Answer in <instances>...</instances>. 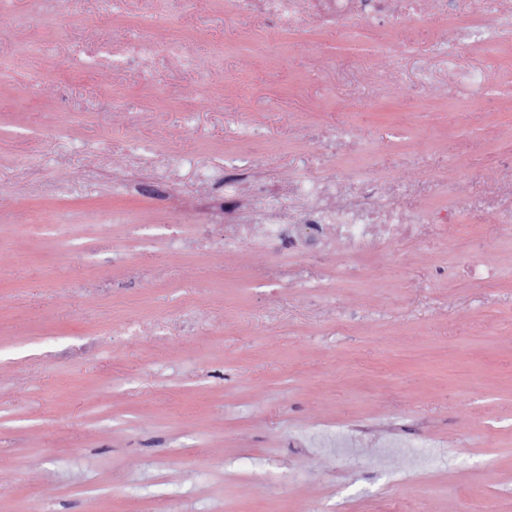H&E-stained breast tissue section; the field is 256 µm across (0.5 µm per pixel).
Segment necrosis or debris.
<instances>
[{
	"label": "necrosis or debris",
	"mask_w": 512,
	"mask_h": 512,
	"mask_svg": "<svg viewBox=\"0 0 512 512\" xmlns=\"http://www.w3.org/2000/svg\"><path fill=\"white\" fill-rule=\"evenodd\" d=\"M449 0H226V14L240 19L261 13L267 21L284 32L297 31L308 12H316L328 29L354 25L377 31L385 22L412 23L425 10L447 14ZM156 47L114 37L111 44L81 49L82 65L93 70L101 67L122 69L129 65L144 66L156 56ZM387 176H362L336 171L318 181L297 179L296 195L310 198L311 208L300 222L285 224L273 217H261L240 225L243 237H255L265 248L285 246L303 252L310 248L325 249L345 244L362 255L387 252L401 238L417 235L421 225L446 227L461 221L471 210L470 203L457 196L450 179L436 180L434 185L417 187V194L437 188L447 197L448 206L409 214L385 192Z\"/></svg>",
	"instance_id": "1"
}]
</instances>
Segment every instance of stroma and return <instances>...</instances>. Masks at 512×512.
I'll return each instance as SVG.
<instances>
[{"label": "stroma", "mask_w": 512, "mask_h": 512, "mask_svg": "<svg viewBox=\"0 0 512 512\" xmlns=\"http://www.w3.org/2000/svg\"><path fill=\"white\" fill-rule=\"evenodd\" d=\"M153 7L144 33L110 0L0 16V512H512L498 223L471 214L350 277L332 252L224 239L258 192L286 221L310 206L291 186L330 170L313 129L343 127L347 168L512 195V16L445 58L433 13L274 37L223 0ZM118 29L184 39L193 64L83 74L74 47Z\"/></svg>", "instance_id": "35a3bbf8"}]
</instances>
